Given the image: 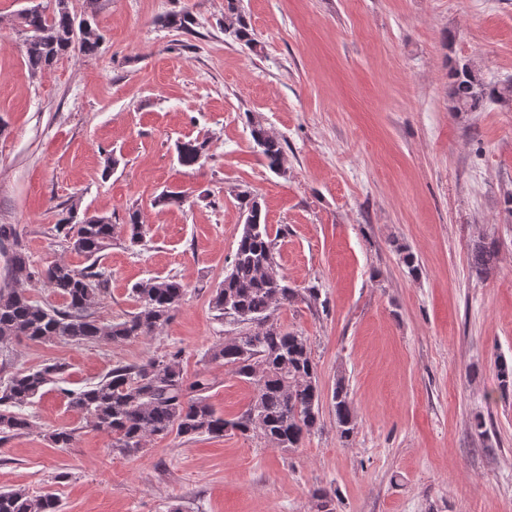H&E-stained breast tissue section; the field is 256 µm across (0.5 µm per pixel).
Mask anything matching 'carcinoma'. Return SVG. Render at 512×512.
I'll list each match as a JSON object with an SVG mask.
<instances>
[{
    "label": "carcinoma",
    "mask_w": 512,
    "mask_h": 512,
    "mask_svg": "<svg viewBox=\"0 0 512 512\" xmlns=\"http://www.w3.org/2000/svg\"><path fill=\"white\" fill-rule=\"evenodd\" d=\"M69 0H54L51 11L23 17V27L31 32L24 45V58L32 75L49 70L58 60L78 51L97 54L102 36L96 17L74 43ZM165 28L194 33L196 17L188 10L159 17ZM224 34L252 48L255 33L240 7V0H224ZM448 100L452 112H480L488 102L512 106V90L489 86L479 69L459 62L448 70ZM250 135L270 171L286 173V157L280 139L262 123L251 121ZM210 139L194 138L178 143L180 165L197 170L209 158ZM246 213V224L224 280L212 291L211 308L220 320L229 318L250 329L215 343L205 353L207 361L224 368L250 384L252 398L246 409L226 419L209 403L215 381L203 372L190 376L182 364V351L166 352L139 363H119L90 386L65 392L68 406L96 430L112 435V449L121 454L136 453L151 439L171 434L192 440L200 436L222 438L233 431L245 437L260 435L274 448L288 451L322 428V390L318 369L308 337L283 330L271 320L277 307L299 300L317 301L319 289L299 292L286 283L276 269L274 242L266 220L262 219L258 198L250 191L237 194ZM144 224L136 211L128 213L126 232L131 245L142 241ZM57 232L70 240L72 249L90 264L82 270L64 261L42 269L33 266L19 243L17 229L0 224V247L9 243L8 282L0 286V348L17 339L44 342L58 339L74 345L117 343L157 335L182 303L187 290L174 278L151 277L131 289L136 311L126 318L105 323L96 310L106 293L108 278L99 267L102 252L110 245L115 225L106 216H86L77 224L64 218ZM495 242L475 244L470 266L478 274L488 271L497 257ZM39 283L62 303L52 305L33 299L29 288ZM66 365L45 364L22 370L0 382V439L22 434L32 427L25 408L44 394L47 385L60 379ZM501 394L512 391V362L497 363ZM336 430L344 441L354 435L356 420L349 385L336 379L331 392ZM75 430H53L48 439L59 448L74 444ZM0 512H61L58 498L51 492L33 496L21 489L0 491Z\"/></svg>",
    "instance_id": "1"
}]
</instances>
